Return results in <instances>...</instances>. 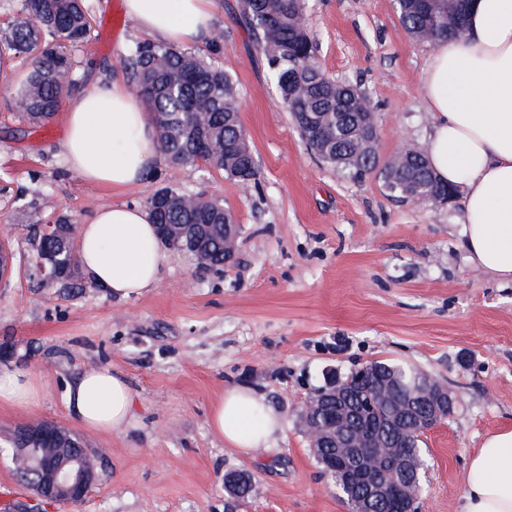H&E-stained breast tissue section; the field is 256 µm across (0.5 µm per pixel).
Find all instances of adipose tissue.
Returning <instances> with one entry per match:
<instances>
[{
  "label": "adipose tissue",
  "mask_w": 512,
  "mask_h": 512,
  "mask_svg": "<svg viewBox=\"0 0 512 512\" xmlns=\"http://www.w3.org/2000/svg\"><path fill=\"white\" fill-rule=\"evenodd\" d=\"M142 31L182 48L214 31L215 0H124ZM433 123L426 158L461 200L458 222L468 260L512 283V0H470L465 31L437 41L422 76ZM63 155L83 180L116 189L141 183L156 156L151 115L129 89L95 82L72 94ZM85 278L121 298L155 287L167 254L151 216L130 205L96 211L77 236ZM39 376L0 369V405L24 409L39 401ZM67 406L86 428L112 433L132 411L126 379L109 368L83 373ZM213 432L249 452L268 448L282 419L243 388L224 391L210 414ZM461 512H512V429L488 436L465 476Z\"/></svg>",
  "instance_id": "1"
}]
</instances>
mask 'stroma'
<instances>
[{
  "label": "stroma",
  "instance_id": "stroma-1",
  "mask_svg": "<svg viewBox=\"0 0 512 512\" xmlns=\"http://www.w3.org/2000/svg\"><path fill=\"white\" fill-rule=\"evenodd\" d=\"M241 0H218L210 41L192 53L232 71L240 121L259 165L256 183L157 156L146 179L122 190L67 168L62 114L29 124L14 98L29 64L0 74V241L14 253L0 280V347L6 364L43 374L47 390L27 410L0 406V484L19 486L6 512H350L314 459L300 421L327 369L346 375L372 361L405 363L456 396L426 431L424 491L416 512H457L470 460L493 432L512 429V284L467 260L459 201L415 206L380 172L346 177L306 147L284 108ZM89 42L71 48L76 86H131L128 59L148 41L123 0H87ZM305 24L331 78L357 85L375 108L379 158L423 150L432 122L422 75L432 45L410 38L395 0H306ZM175 186L220 200L239 226L233 263L200 266L168 249L156 287L121 299L92 283L64 297L37 276L31 242L44 225H80L115 204L147 208ZM109 367L133 395L132 418L107 435L83 429L65 392L83 372ZM253 391L283 420L273 447L242 453L214 435L209 415L225 389ZM53 421L99 453V477L77 504L37 501L13 462L22 429ZM252 477L243 498L224 475Z\"/></svg>",
  "mask_w": 512,
  "mask_h": 512
}]
</instances>
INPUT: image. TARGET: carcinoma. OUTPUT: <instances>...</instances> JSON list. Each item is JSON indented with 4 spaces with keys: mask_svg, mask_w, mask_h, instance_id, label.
Here are the masks:
<instances>
[{
    "mask_svg": "<svg viewBox=\"0 0 512 512\" xmlns=\"http://www.w3.org/2000/svg\"><path fill=\"white\" fill-rule=\"evenodd\" d=\"M468 0H400V23L417 41L457 38L465 30ZM305 0H242V20L261 50L282 103L291 112L302 140L318 158L353 179L376 170L379 157L363 147L357 125L370 109L352 85L326 76L316 61L317 45L303 26ZM90 33L86 0H20L12 25L0 33V60L30 57L33 66L18 95L28 102L24 116L34 124L48 122L57 112L62 83L73 85L72 67L63 48L83 44ZM133 90L153 112L158 147L172 165L194 167L201 162L248 185L257 180L258 165L239 119V92L232 73L191 52L164 44L142 43L131 57ZM399 198L425 195L430 202L455 195L433 174L425 156L410 152L385 179ZM157 224H194L196 228L165 244L202 254L203 266H224V223L232 214L217 199L196 201L195 195L172 188L158 190L148 201ZM51 249L60 254L69 284L76 287L74 237L65 241L40 236L35 254ZM374 370L413 391L424 372L399 363L375 361ZM47 438L15 441L17 448H80L81 441L64 426L37 424ZM420 436L404 441L397 451L411 470L398 478L402 488L416 493L414 474L425 466Z\"/></svg>",
    "mask_w": 512,
    "mask_h": 512,
    "instance_id": "cac0c4a2",
    "label": "carcinoma"
}]
</instances>
